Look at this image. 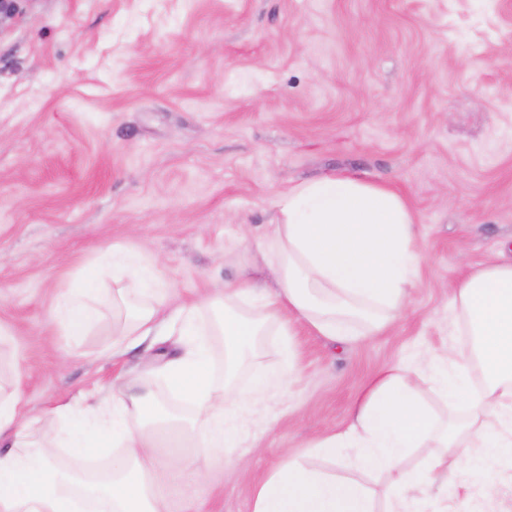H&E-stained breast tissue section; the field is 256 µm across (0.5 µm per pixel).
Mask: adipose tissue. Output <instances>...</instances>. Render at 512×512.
<instances>
[{
	"mask_svg": "<svg viewBox=\"0 0 512 512\" xmlns=\"http://www.w3.org/2000/svg\"><path fill=\"white\" fill-rule=\"evenodd\" d=\"M275 219L256 245L277 287L244 278L222 295L170 307L158 260L128 249L112 252L113 353L170 325L187 355L159 369L167 389L192 417L161 414L152 399L112 383V403H70L33 417L19 395L0 393V512H172L163 493L173 471L194 472L192 448L230 455L243 444L240 418L268 397L285 393L295 355L284 347L280 366L236 385L252 365L263 336H289L298 317L318 335L343 344L382 332L403 309L422 260L415 218L392 189L351 176H330L280 193ZM98 276L61 293L55 319L81 336L99 319L92 304ZM456 314L470 341L438 357L417 355L384 365L353 405L347 429L312 443L344 469L326 475L287 456L259 479L251 512H376L374 495L354 470L391 476L385 512H425L433 482L456 476L449 458L490 482L512 473V263L472 269L456 285ZM224 342V378L216 380L211 338ZM433 392L456 403L460 417H435L424 402ZM185 454L169 457L167 438ZM116 448L111 475L90 480L57 464V451L84 455L90 444ZM433 444L423 471L404 469L409 449Z\"/></svg>",
	"mask_w": 512,
	"mask_h": 512,
	"instance_id": "adipose-tissue-1",
	"label": "adipose tissue"
}]
</instances>
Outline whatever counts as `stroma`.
I'll return each mask as SVG.
<instances>
[{
	"instance_id": "obj_1",
	"label": "stroma",
	"mask_w": 512,
	"mask_h": 512,
	"mask_svg": "<svg viewBox=\"0 0 512 512\" xmlns=\"http://www.w3.org/2000/svg\"><path fill=\"white\" fill-rule=\"evenodd\" d=\"M398 192L424 260L400 317L334 345L293 321L300 375L251 428V465L194 449L174 503L251 512L280 449L343 430L384 364L466 342L454 287L512 259V0H17L0 16V388L34 415L112 382L167 400L178 336L112 354L98 321L66 335L56 297L116 248L164 263L170 303L275 280L261 235L279 193L327 175Z\"/></svg>"
}]
</instances>
